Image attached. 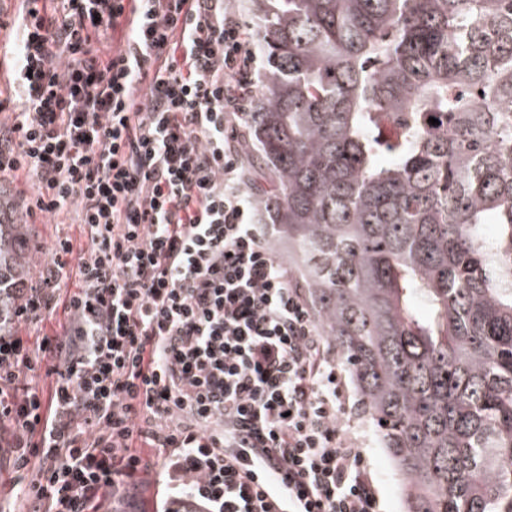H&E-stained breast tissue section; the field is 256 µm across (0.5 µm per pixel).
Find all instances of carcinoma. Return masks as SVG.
I'll return each instance as SVG.
<instances>
[{
	"label": "carcinoma",
	"mask_w": 512,
	"mask_h": 512,
	"mask_svg": "<svg viewBox=\"0 0 512 512\" xmlns=\"http://www.w3.org/2000/svg\"><path fill=\"white\" fill-rule=\"evenodd\" d=\"M251 7L258 217L407 512H512V0ZM13 213L0 190V322L33 258Z\"/></svg>",
	"instance_id": "carcinoma-1"
}]
</instances>
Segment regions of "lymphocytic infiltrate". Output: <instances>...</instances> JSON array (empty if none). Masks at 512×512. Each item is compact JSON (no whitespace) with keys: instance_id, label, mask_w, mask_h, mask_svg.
<instances>
[{"instance_id":"obj_1","label":"lymphocytic infiltrate","mask_w":512,"mask_h":512,"mask_svg":"<svg viewBox=\"0 0 512 512\" xmlns=\"http://www.w3.org/2000/svg\"><path fill=\"white\" fill-rule=\"evenodd\" d=\"M23 2L0 182L30 174L27 214L88 242L58 239L0 326V449L24 482L0 512H133L146 447L160 512H380L333 350L243 177L260 66L232 0ZM58 310L62 334L19 336Z\"/></svg>"}]
</instances>
